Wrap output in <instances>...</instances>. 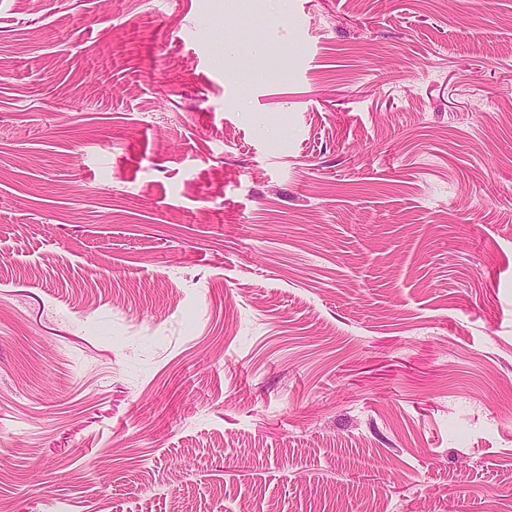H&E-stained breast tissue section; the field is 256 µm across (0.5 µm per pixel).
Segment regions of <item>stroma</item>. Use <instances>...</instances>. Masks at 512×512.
I'll return each mask as SVG.
<instances>
[{
  "mask_svg": "<svg viewBox=\"0 0 512 512\" xmlns=\"http://www.w3.org/2000/svg\"><path fill=\"white\" fill-rule=\"evenodd\" d=\"M512 512V0H0L6 512Z\"/></svg>",
  "mask_w": 512,
  "mask_h": 512,
  "instance_id": "1",
  "label": "stroma"
}]
</instances>
